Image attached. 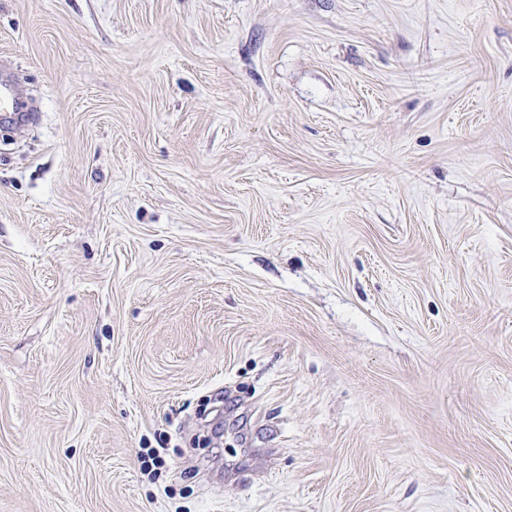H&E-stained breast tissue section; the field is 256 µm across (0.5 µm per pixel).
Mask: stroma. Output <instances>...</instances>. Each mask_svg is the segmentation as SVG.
Listing matches in <instances>:
<instances>
[{"label":"stroma","mask_w":512,"mask_h":512,"mask_svg":"<svg viewBox=\"0 0 512 512\" xmlns=\"http://www.w3.org/2000/svg\"><path fill=\"white\" fill-rule=\"evenodd\" d=\"M1 57L0 512H512V0H0Z\"/></svg>","instance_id":"35a3bbf8"}]
</instances>
